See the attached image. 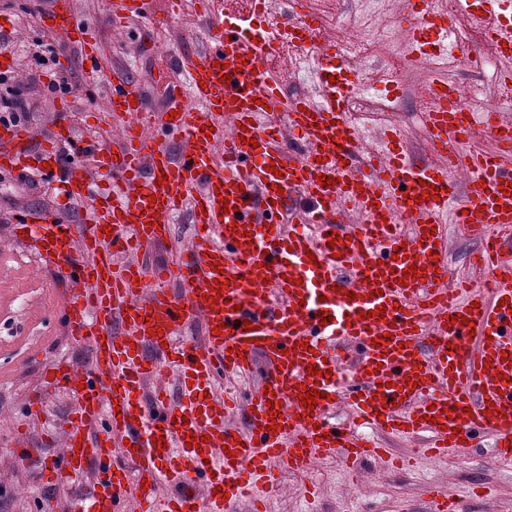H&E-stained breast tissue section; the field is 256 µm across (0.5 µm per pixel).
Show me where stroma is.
Wrapping results in <instances>:
<instances>
[{
	"label": "stroma",
	"instance_id": "obj_1",
	"mask_svg": "<svg viewBox=\"0 0 512 512\" xmlns=\"http://www.w3.org/2000/svg\"><path fill=\"white\" fill-rule=\"evenodd\" d=\"M52 6V0H0V17L10 19L18 31V39L30 42L43 34L38 18ZM78 15L94 25L99 45L110 58L127 68L135 77H145L143 86L149 110H157L165 100V85L180 79L175 68V56L189 55L196 51L194 36L173 33L166 28H146V46L136 41L115 40L109 26L101 20L104 0H74ZM168 44V55H160L161 44ZM78 97L66 110L55 113L54 121L39 120L32 124L35 141L55 136L59 128H74L75 137L64 145L68 154H75L93 134L88 129L89 115L94 112L98 99L85 93L87 76L84 61L78 51H71L64 68ZM364 131H372L386 124L402 126L415 156H431L433 148L422 137V124L416 112L411 91L389 112H366L356 121ZM68 172L67 163H59L53 171L27 168L24 171L0 173V244L12 246L13 256L22 265L38 266L45 279L55 277L51 262L41 256L34 242L40 228L38 217L56 215L58 208L68 206L64 194ZM39 180L38 193L26 194L25 179ZM33 217L28 233L14 237L11 226L20 211ZM86 362L88 353L73 344L66 334L61 316L50 317L48 325L32 320L24 301H14L10 310L0 312V435L8 433L10 424L19 416L28 396L35 392L41 380L40 370L45 365L62 359ZM488 449L481 448L462 457L456 470L438 472L430 467L411 470L383 471L366 466L362 478L364 493L353 499L349 496V468L343 460L319 462L308 478L284 473L277 489L266 501V512H309L303 496L305 482H313L321 489L322 512H400L404 503L418 504L422 488L427 484L448 487L478 482L497 491L498 512H512V471L492 465ZM36 487L34 475L27 465L0 459V512H29L30 494Z\"/></svg>",
	"mask_w": 512,
	"mask_h": 512
}]
</instances>
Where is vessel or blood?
Listing matches in <instances>:
<instances>
[{"label": "vessel or blood", "instance_id": "vessel-or-blood-1", "mask_svg": "<svg viewBox=\"0 0 512 512\" xmlns=\"http://www.w3.org/2000/svg\"><path fill=\"white\" fill-rule=\"evenodd\" d=\"M152 3L106 0L104 18L127 39L125 20L171 23L182 10L167 0L160 16ZM294 3L283 21L269 17L268 0H201L199 48L179 61L186 79L150 112L73 0H55L49 34L104 85L94 119L124 129L90 151L106 186L91 188L83 164L70 167L69 199L93 204L86 223L48 217L39 238L65 288L67 334L90 360L47 367L42 391L0 438L11 459L36 468L46 493L34 512H59L50 490L60 485L69 512H262L280 471L305 475L336 457L385 464L374 431L409 442L418 465L489 437L498 466L512 468V113L464 107L457 87L434 77L422 112L431 158L414 160L397 128L366 140L347 118L361 70L319 35L305 0ZM431 8L402 2L415 50L430 44L478 63V47L456 36L470 20L512 58V0H459L426 42ZM263 15L266 28L251 37ZM287 39L314 58V94L288 96L254 68ZM479 130L496 151H466ZM32 138L0 123V168L56 163L54 141L34 148ZM273 164L286 165L284 176ZM323 175L332 185L321 186ZM183 212L194 226L187 259L151 263L149 247L170 238ZM452 223L481 233L492 288L452 276ZM246 377L244 399L227 383ZM307 390L322 393L315 408L300 401ZM60 392L69 412L33 439ZM340 405L365 435L337 424ZM427 493L429 512H467L469 490Z\"/></svg>", "mask_w": 512, "mask_h": 512}]
</instances>
